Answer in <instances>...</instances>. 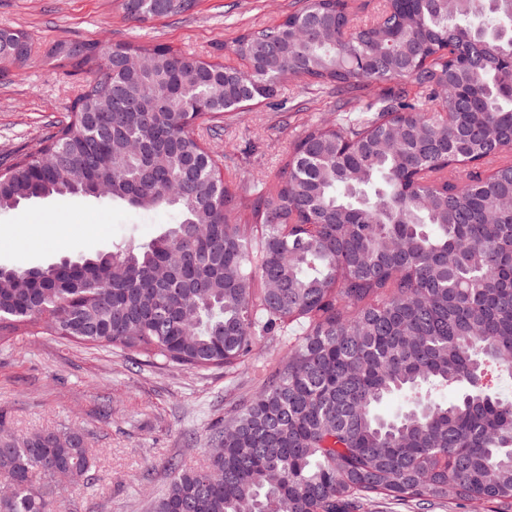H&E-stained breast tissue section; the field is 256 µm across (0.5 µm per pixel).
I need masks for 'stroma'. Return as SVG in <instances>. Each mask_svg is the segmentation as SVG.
Segmentation results:
<instances>
[{
  "label": "stroma",
  "mask_w": 512,
  "mask_h": 512,
  "mask_svg": "<svg viewBox=\"0 0 512 512\" xmlns=\"http://www.w3.org/2000/svg\"><path fill=\"white\" fill-rule=\"evenodd\" d=\"M294 0H199L181 17L142 23L118 0H0V28L33 37L29 66L0 74V163L35 151L52 121L63 118L83 81L44 62L58 41L166 43L222 58L232 38L276 23ZM336 118L333 91L284 90L249 112L224 118L207 143L224 174L244 187L273 175L289 144L316 122ZM174 221L172 212L143 211L90 197L47 198L0 214V267H44L116 245L139 246ZM267 337L236 374L223 369L135 366L128 354L57 336L21 334L0 342V414L8 433H80L96 457L94 483L57 497L60 512H151L170 476L167 460L203 464L214 425L247 404L262 375L287 351Z\"/></svg>",
  "instance_id": "35a3bbf8"
}]
</instances>
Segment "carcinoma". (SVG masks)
I'll use <instances>...</instances> for the list:
<instances>
[{
	"mask_svg": "<svg viewBox=\"0 0 512 512\" xmlns=\"http://www.w3.org/2000/svg\"><path fill=\"white\" fill-rule=\"evenodd\" d=\"M233 38L243 67L165 43L55 44L86 79L37 153L0 164V213L53 196L170 209L133 248L0 268V340L23 331L230 374L288 352L224 417L205 463L171 459L153 512H512V0H296ZM197 0H120L141 22ZM0 28V72L32 60ZM336 91L244 189L203 143L288 79ZM454 387L459 397H437ZM395 393L408 410L377 409ZM55 466L91 480L76 432L0 444V512H57Z\"/></svg>",
	"mask_w": 512,
	"mask_h": 512,
	"instance_id": "carcinoma-1",
	"label": "carcinoma"
}]
</instances>
